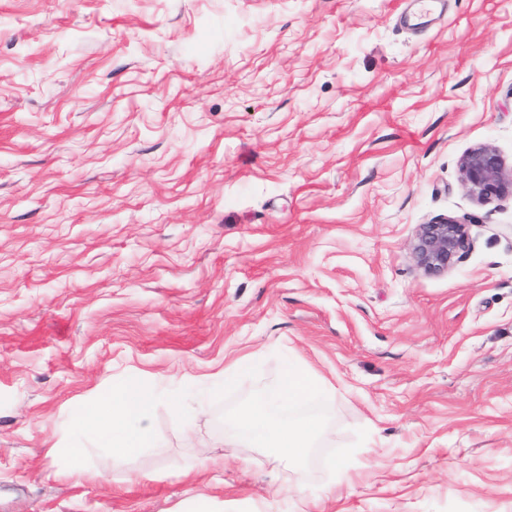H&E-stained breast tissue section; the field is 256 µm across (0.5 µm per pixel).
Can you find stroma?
<instances>
[{
    "label": "stroma",
    "instance_id": "35a3bbf8",
    "mask_svg": "<svg viewBox=\"0 0 512 512\" xmlns=\"http://www.w3.org/2000/svg\"><path fill=\"white\" fill-rule=\"evenodd\" d=\"M0 0V512H512V0ZM468 224L447 273L422 224ZM188 439L169 403L237 360ZM316 390L306 468L200 442ZM157 387L122 464L79 407ZM460 171L464 185L479 202L489 203L512 192V172L506 176L502 157L490 146L469 150L461 158ZM472 246L468 224L453 217L419 225L411 244L416 265L427 274H444ZM315 384V379L308 374L288 370L280 384L279 398L281 401L296 402L307 397Z\"/></svg>",
    "mask_w": 512,
    "mask_h": 512
}]
</instances>
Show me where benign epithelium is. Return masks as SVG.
Returning <instances> with one entry per match:
<instances>
[{
	"mask_svg": "<svg viewBox=\"0 0 512 512\" xmlns=\"http://www.w3.org/2000/svg\"><path fill=\"white\" fill-rule=\"evenodd\" d=\"M462 181L480 202L489 203L512 192V175L505 173L500 154L490 146L469 150L460 161ZM472 246L469 227L453 217L419 225L411 244L416 265L427 274H444Z\"/></svg>",
	"mask_w": 512,
	"mask_h": 512,
	"instance_id": "benign-epithelium-1",
	"label": "benign epithelium"
}]
</instances>
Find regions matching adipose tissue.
Returning a JSON list of instances; mask_svg holds the SVG:
<instances>
[{
  "label": "adipose tissue",
  "instance_id": "1",
  "mask_svg": "<svg viewBox=\"0 0 512 512\" xmlns=\"http://www.w3.org/2000/svg\"><path fill=\"white\" fill-rule=\"evenodd\" d=\"M156 399L153 388L128 379L111 394L76 411L70 427L79 432H95L110 448L113 462L120 463L152 442L149 413ZM228 425L237 430L246 446L261 448L269 459L285 460L298 468L307 463L312 448L327 430L321 416L282 421L264 404L239 411Z\"/></svg>",
  "mask_w": 512,
  "mask_h": 512
}]
</instances>
